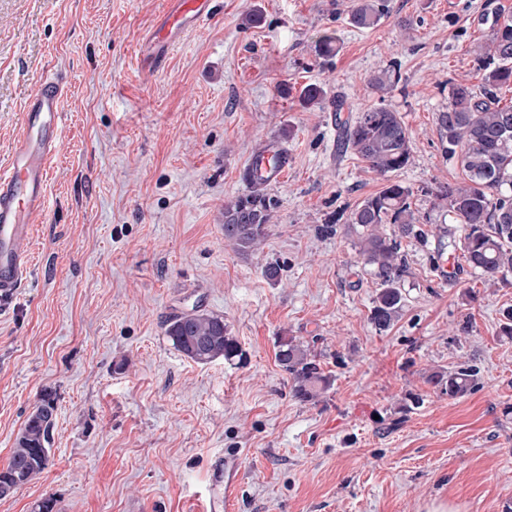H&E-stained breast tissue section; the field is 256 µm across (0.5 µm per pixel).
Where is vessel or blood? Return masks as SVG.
<instances>
[{"label":"vessel or blood","instance_id":"1","mask_svg":"<svg viewBox=\"0 0 512 512\" xmlns=\"http://www.w3.org/2000/svg\"><path fill=\"white\" fill-rule=\"evenodd\" d=\"M211 16L210 0H170L150 43L149 66H156L165 49ZM62 79L44 80L28 97L22 131L0 170V301L9 302L27 270L33 226L48 206L49 161L60 144ZM288 160L285 154L262 150L249 161L258 182L278 180Z\"/></svg>","mask_w":512,"mask_h":512}]
</instances>
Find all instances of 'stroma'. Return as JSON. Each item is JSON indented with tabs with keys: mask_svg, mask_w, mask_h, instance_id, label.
Here are the masks:
<instances>
[{
	"mask_svg": "<svg viewBox=\"0 0 512 512\" xmlns=\"http://www.w3.org/2000/svg\"><path fill=\"white\" fill-rule=\"evenodd\" d=\"M356 2L214 0L150 72L142 56L166 0H0V168L28 95L50 76L67 85L49 206L0 308V469L46 392L52 450L0 512L47 499L53 512H224L221 466L239 472L237 512L512 507V339L500 328L512 275L435 271L463 263L436 197L462 177L437 117L449 80L482 84L475 49L490 31L476 16L512 17V0H390L371 29L350 25ZM325 34L340 46L327 61L314 51ZM392 61L401 80L383 95L368 79ZM310 83L325 104H301ZM337 99L347 118L381 104L401 114L411 159L393 178L429 221L425 241L402 242L403 309L384 331L347 224L383 182L337 151ZM269 143L288 155L265 186L273 222L258 250L237 252L224 202L249 192V159ZM194 308L223 316L243 361L201 365L174 349L163 325ZM282 336L331 376L317 402L294 397ZM463 362L480 370L465 397L429 384Z\"/></svg>",
	"mask_w": 512,
	"mask_h": 512,
	"instance_id": "stroma-1",
	"label": "stroma"
}]
</instances>
